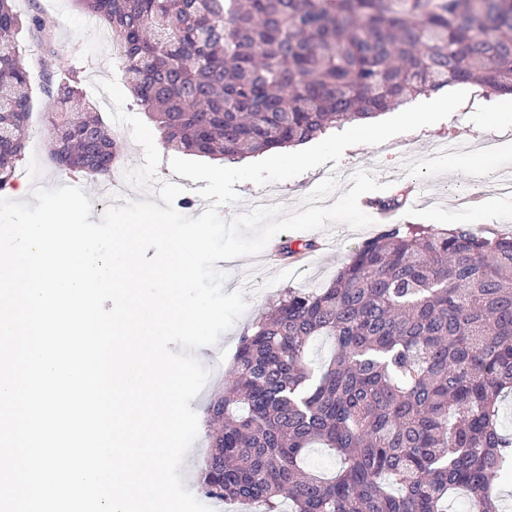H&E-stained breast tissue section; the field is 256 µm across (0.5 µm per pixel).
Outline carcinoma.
Here are the masks:
<instances>
[{
	"label": "carcinoma",
	"instance_id": "1",
	"mask_svg": "<svg viewBox=\"0 0 512 512\" xmlns=\"http://www.w3.org/2000/svg\"><path fill=\"white\" fill-rule=\"evenodd\" d=\"M125 49L134 103L162 144L231 161L299 145L454 85L512 95V0H74ZM55 65L51 159L111 176L112 127L86 98L84 70L58 57L54 24L0 0V192L24 156L33 76L18 36ZM409 191L372 202L398 211ZM317 336L334 339L316 369ZM512 237L467 225L387 224L326 287L290 290L240 337L208 419L205 496L258 512H501L512 436ZM341 466L304 467L312 445Z\"/></svg>",
	"mask_w": 512,
	"mask_h": 512
}]
</instances>
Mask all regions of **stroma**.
Masks as SVG:
<instances>
[{
	"label": "stroma",
	"instance_id": "stroma-1",
	"mask_svg": "<svg viewBox=\"0 0 512 512\" xmlns=\"http://www.w3.org/2000/svg\"><path fill=\"white\" fill-rule=\"evenodd\" d=\"M36 3L51 13L57 22L54 37L60 54L84 66L88 98L96 102L99 110H106L111 100L108 95L97 93L94 83L112 75L110 33L100 25L90 24L88 17L74 6L72 0H15V8L24 14ZM467 92L465 110L453 113L431 129L401 134L379 146H352L345 150L338 165L327 163L288 181L262 188L249 182L238 184L240 203L221 208L220 213L229 218L246 211L247 199L258 193L270 203L296 206L331 174L338 176L339 190L344 193L351 188L349 178L354 172L372 169L378 175V183L389 182L396 188L409 185L431 193L429 204L403 208V223L436 230L464 224L488 237H512V196H502L497 190L500 179L512 177V123L505 126L495 124L499 99L483 98L479 88L474 86L468 87ZM448 138L478 146L489 141L493 147L487 152L478 150L473 153L469 167L465 168L456 165L454 156L431 152L430 146L434 141ZM475 193L492 203L486 219L476 218L473 205L462 208L457 205L458 198H468ZM380 230L377 223L360 230L343 224L331 225L320 234L327 240V250L314 254L299 266H271L261 255L224 261L223 267L228 272L225 292L245 289L244 299L248 308L213 346L205 363L210 372L208 382L190 403L198 415L199 434L185 457L181 474L192 493L200 491V461L205 448L210 445L208 407L222 393L224 372L232 364L239 339L253 316L270 307L287 290L310 291L331 283L355 248L376 236Z\"/></svg>",
	"mask_w": 512,
	"mask_h": 512
}]
</instances>
